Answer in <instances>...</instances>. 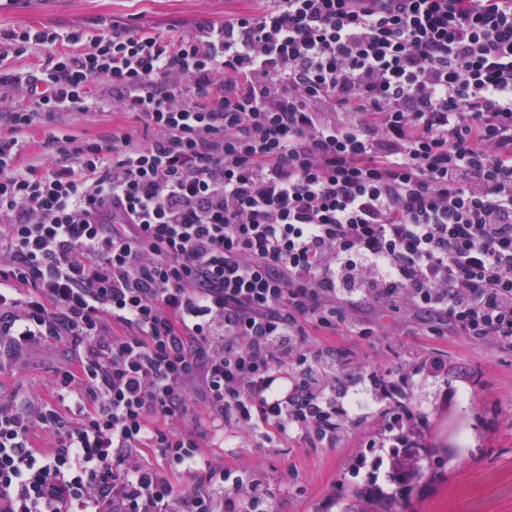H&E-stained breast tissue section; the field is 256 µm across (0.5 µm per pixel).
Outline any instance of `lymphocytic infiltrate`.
<instances>
[{
    "label": "lymphocytic infiltrate",
    "mask_w": 512,
    "mask_h": 512,
    "mask_svg": "<svg viewBox=\"0 0 512 512\" xmlns=\"http://www.w3.org/2000/svg\"><path fill=\"white\" fill-rule=\"evenodd\" d=\"M35 46L0 68L25 102L0 113V356L79 361L0 403V512H274L207 439L335 433L336 351L307 330L359 299L512 348V0L0 30V61ZM96 80L150 139L51 134V168L19 169L18 134L96 108Z\"/></svg>",
    "instance_id": "f902f5d3"
}]
</instances>
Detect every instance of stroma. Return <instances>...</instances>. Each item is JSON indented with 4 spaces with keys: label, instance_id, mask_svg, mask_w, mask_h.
<instances>
[{
    "label": "stroma",
    "instance_id": "35a3bbf8",
    "mask_svg": "<svg viewBox=\"0 0 512 512\" xmlns=\"http://www.w3.org/2000/svg\"><path fill=\"white\" fill-rule=\"evenodd\" d=\"M267 0H20L0 8V29L20 25L67 31L118 23L179 36L201 21L257 14ZM121 128L143 130L133 115L104 106L86 115L58 114L18 136L20 166L47 168L48 134L96 137ZM310 346L336 347L341 381L335 436L273 441L214 440L213 463L246 461L278 512H359L384 504L392 512H512V350L464 336L443 316L364 303L335 331L309 329ZM70 345L50 341L0 361V397L37 388L51 393L61 369L73 364ZM374 412L351 409L357 388ZM413 413L418 432L395 445L386 413L393 402Z\"/></svg>",
    "mask_w": 512,
    "mask_h": 512
}]
</instances>
